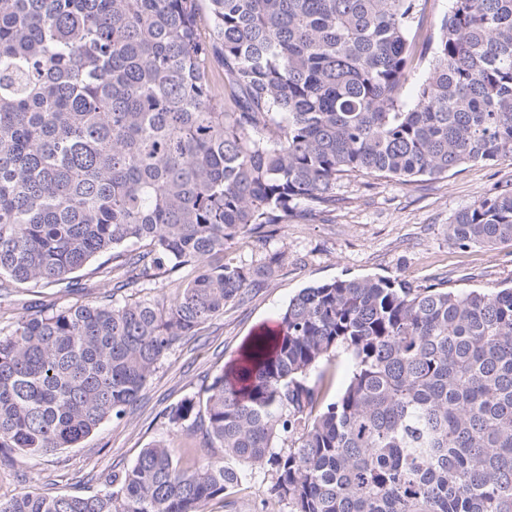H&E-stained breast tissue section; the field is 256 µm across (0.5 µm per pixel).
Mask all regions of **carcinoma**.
Segmentation results:
<instances>
[{"mask_svg": "<svg viewBox=\"0 0 512 512\" xmlns=\"http://www.w3.org/2000/svg\"><path fill=\"white\" fill-rule=\"evenodd\" d=\"M425 2L0 0V292L102 255L118 289L197 267L170 300L49 308L0 335V466L125 417L182 339L267 285L285 253L210 262L237 238L267 250L265 227L320 219L344 177L512 157V0H449L408 99ZM448 239L512 244V187ZM340 351L350 379L326 402ZM166 417L222 460L186 467L156 441L110 491L0 512H203L258 464L291 512H512V287L307 286Z\"/></svg>", "mask_w": 512, "mask_h": 512, "instance_id": "1", "label": "carcinoma"}]
</instances>
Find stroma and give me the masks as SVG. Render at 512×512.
<instances>
[{
  "label": "stroma",
  "instance_id": "1",
  "mask_svg": "<svg viewBox=\"0 0 512 512\" xmlns=\"http://www.w3.org/2000/svg\"><path fill=\"white\" fill-rule=\"evenodd\" d=\"M512 183V158L486 165L470 164L444 178L403 185L372 176L343 180L334 211L314 224H283L269 248L285 260L264 288L171 351L148 380L138 405L123 419L102 424L77 447L40 455H20L15 466L0 468V499L24 492L92 495L103 490L113 474L132 467L142 448L165 440L181 447L182 432L171 427L166 409L187 397H199L226 364L241 353L262 328L274 326L301 288L313 283L367 275L398 276L413 284L432 278L450 287L494 288L512 281V245L456 247L448 238L454 215L494 185ZM194 268L147 284L113 290L110 280L72 274L54 286L28 285L0 299V327L53 303L67 304L111 297L114 304L173 298L180 281ZM269 465L253 466L229 497H215L205 512H289L271 492ZM233 508H225V500Z\"/></svg>",
  "mask_w": 512,
  "mask_h": 512
}]
</instances>
